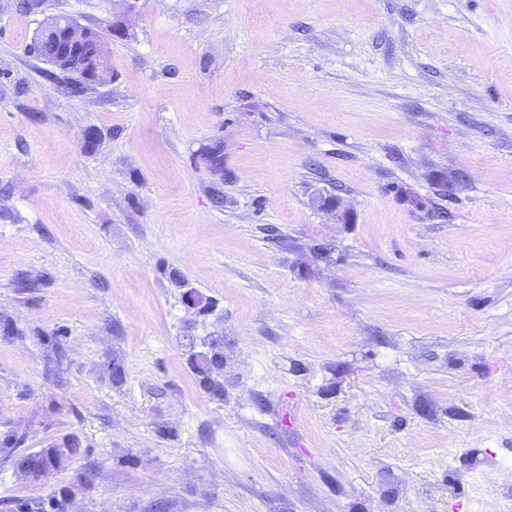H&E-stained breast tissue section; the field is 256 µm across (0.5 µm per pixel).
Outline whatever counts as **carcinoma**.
<instances>
[{
  "label": "carcinoma",
  "instance_id": "obj_1",
  "mask_svg": "<svg viewBox=\"0 0 512 512\" xmlns=\"http://www.w3.org/2000/svg\"><path fill=\"white\" fill-rule=\"evenodd\" d=\"M187 363L198 387L209 399L224 401V337L211 336L197 349L194 337L185 336ZM24 437L14 431L0 433V453L12 460L21 475L31 481L42 480L63 470L81 453L80 442L74 436H65L46 448L22 449Z\"/></svg>",
  "mask_w": 512,
  "mask_h": 512
}]
</instances>
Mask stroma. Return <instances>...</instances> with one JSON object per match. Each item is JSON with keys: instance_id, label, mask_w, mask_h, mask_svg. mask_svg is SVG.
I'll list each match as a JSON object with an SVG mask.
<instances>
[{"instance_id": "1", "label": "stroma", "mask_w": 512, "mask_h": 512, "mask_svg": "<svg viewBox=\"0 0 512 512\" xmlns=\"http://www.w3.org/2000/svg\"><path fill=\"white\" fill-rule=\"evenodd\" d=\"M18 3L0 431L82 453L0 457V512H512V0ZM57 14L110 50L80 96L31 50ZM188 334L223 336V401ZM24 437L14 431L0 433V453L12 460L21 475L31 481L42 480L63 470L81 453L80 442L75 436H65L47 448L20 450Z\"/></svg>"}]
</instances>
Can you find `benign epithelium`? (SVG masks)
Returning <instances> with one entry per match:
<instances>
[{
  "mask_svg": "<svg viewBox=\"0 0 512 512\" xmlns=\"http://www.w3.org/2000/svg\"><path fill=\"white\" fill-rule=\"evenodd\" d=\"M43 34L37 42V56L56 70L89 81L99 82L100 70L87 68L84 54L87 43L93 39L94 30L67 16H52L44 22Z\"/></svg>",
  "mask_w": 512,
  "mask_h": 512,
  "instance_id": "benign-epithelium-1",
  "label": "benign epithelium"
}]
</instances>
